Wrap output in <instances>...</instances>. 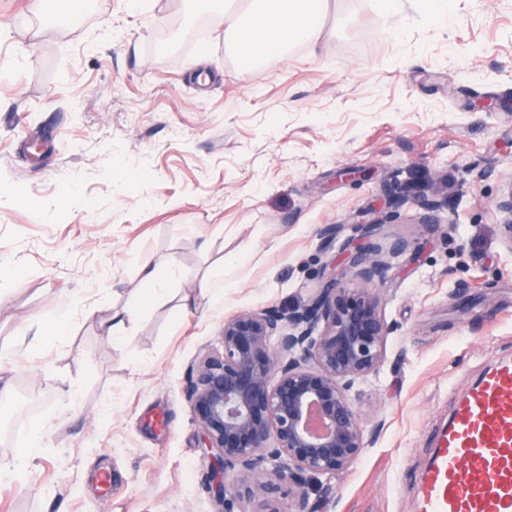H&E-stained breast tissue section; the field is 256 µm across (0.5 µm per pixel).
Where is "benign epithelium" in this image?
I'll list each match as a JSON object with an SVG mask.
<instances>
[{"label":"benign epithelium","instance_id":"7a95c632","mask_svg":"<svg viewBox=\"0 0 512 512\" xmlns=\"http://www.w3.org/2000/svg\"><path fill=\"white\" fill-rule=\"evenodd\" d=\"M512 256V190L498 202ZM357 288L330 272L307 302L284 311L243 312L224 320L222 350L191 366L185 395L208 459V489L234 512L241 497L228 474L243 472L247 494L273 480L297 488L294 512H312L305 484L349 469L369 445L354 406L355 387L379 380L388 328L375 290L391 263L367 242L352 261Z\"/></svg>","mask_w":512,"mask_h":512}]
</instances>
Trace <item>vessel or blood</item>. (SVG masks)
I'll use <instances>...</instances> for the list:
<instances>
[{"instance_id":"vessel-or-blood-1","label":"vessel or blood","mask_w":512,"mask_h":512,"mask_svg":"<svg viewBox=\"0 0 512 512\" xmlns=\"http://www.w3.org/2000/svg\"><path fill=\"white\" fill-rule=\"evenodd\" d=\"M416 512H512V361L458 401L422 475Z\"/></svg>"}]
</instances>
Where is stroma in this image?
Here are the masks:
<instances>
[{
    "label": "stroma",
    "instance_id": "stroma-1",
    "mask_svg": "<svg viewBox=\"0 0 512 512\" xmlns=\"http://www.w3.org/2000/svg\"><path fill=\"white\" fill-rule=\"evenodd\" d=\"M317 26L247 64L206 0L74 18L0 0V184L21 192L0 201V462L32 430L43 444L0 512H216L191 365L225 318L306 302L369 223L419 253L378 290L387 362L356 403L375 435L307 494L314 512H415L453 400L512 357V0H448L441 22L421 0H330ZM390 185L411 198L388 204ZM172 262L147 296L142 267ZM57 315L65 335L36 339ZM499 210L505 215L504 224H501V234L506 253L512 256V190L498 202Z\"/></svg>",
    "mask_w": 512,
    "mask_h": 512
}]
</instances>
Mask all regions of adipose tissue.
Segmentation results:
<instances>
[{
  "instance_id": "obj_1",
  "label": "adipose tissue",
  "mask_w": 512,
  "mask_h": 512,
  "mask_svg": "<svg viewBox=\"0 0 512 512\" xmlns=\"http://www.w3.org/2000/svg\"><path fill=\"white\" fill-rule=\"evenodd\" d=\"M325 0H248L244 20L231 29L239 49L262 58L268 48L287 50L299 39L314 42L318 30L314 17Z\"/></svg>"
}]
</instances>
